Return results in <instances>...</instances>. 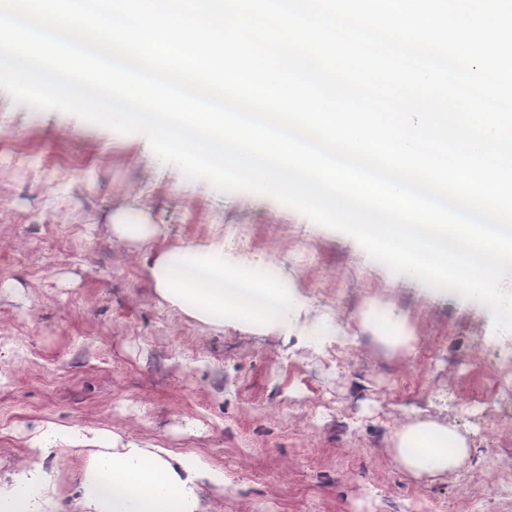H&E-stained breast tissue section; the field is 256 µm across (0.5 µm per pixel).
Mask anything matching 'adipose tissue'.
Masks as SVG:
<instances>
[{
  "mask_svg": "<svg viewBox=\"0 0 512 512\" xmlns=\"http://www.w3.org/2000/svg\"><path fill=\"white\" fill-rule=\"evenodd\" d=\"M151 276L160 296L204 323L232 318L269 327H288L299 302L286 280L270 275L264 259H243L212 241L161 254ZM55 429L41 433L24 462L0 477V512H198V492L226 485L221 466L193 451L177 452L134 441L101 445L92 431L72 436V453L83 459L78 473L57 456ZM395 461L411 476H437L457 467L468 454L464 439L432 421L410 423L395 434Z\"/></svg>",
  "mask_w": 512,
  "mask_h": 512,
  "instance_id": "ef3b65f1",
  "label": "adipose tissue"
}]
</instances>
